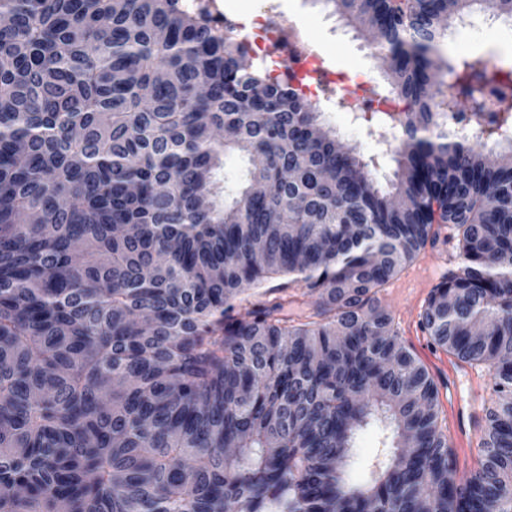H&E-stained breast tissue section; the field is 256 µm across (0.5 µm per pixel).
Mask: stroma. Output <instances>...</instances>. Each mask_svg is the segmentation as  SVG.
Returning <instances> with one entry per match:
<instances>
[{
    "instance_id": "stroma-1",
    "label": "stroma",
    "mask_w": 512,
    "mask_h": 512,
    "mask_svg": "<svg viewBox=\"0 0 512 512\" xmlns=\"http://www.w3.org/2000/svg\"><path fill=\"white\" fill-rule=\"evenodd\" d=\"M235 14L265 15L268 25L296 24L305 34L309 48L319 57L323 66L344 81L346 90L356 100L370 98L373 92H385L387 84L371 45L356 28L344 25L331 7L320 0H216ZM484 22H476L465 33L449 34L439 55L444 59L458 57L459 46L469 51L492 57L512 56V43L488 45L483 41ZM325 126L336 129L339 138L366 158L377 161L372 173L379 182L392 179L396 170L393 152L378 153L365 126L352 122L347 113L327 112L322 116ZM456 230L444 226L435 244L426 246L379 293L380 303L391 315L394 325L407 346L435 378L441 402L450 395L447 379L439 370L451 361L445 348L435 345L420 326L421 309L433 288L443 281L449 271L457 269L461 259Z\"/></svg>"
}]
</instances>
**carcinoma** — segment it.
I'll return each mask as SVG.
<instances>
[{"instance_id": "1", "label": "carcinoma", "mask_w": 512, "mask_h": 512, "mask_svg": "<svg viewBox=\"0 0 512 512\" xmlns=\"http://www.w3.org/2000/svg\"><path fill=\"white\" fill-rule=\"evenodd\" d=\"M323 2L429 50L464 15ZM246 53L203 0H0V512H512V98L485 101L512 60L443 62L448 99L430 57L380 53L404 105L383 185ZM450 112L487 118L483 145ZM226 154L247 162L233 195ZM444 224L461 266L421 325L490 372L466 478L377 298ZM381 435L375 428L363 430L351 449L347 475L352 482H362L366 478V465L376 455Z\"/></svg>"}]
</instances>
